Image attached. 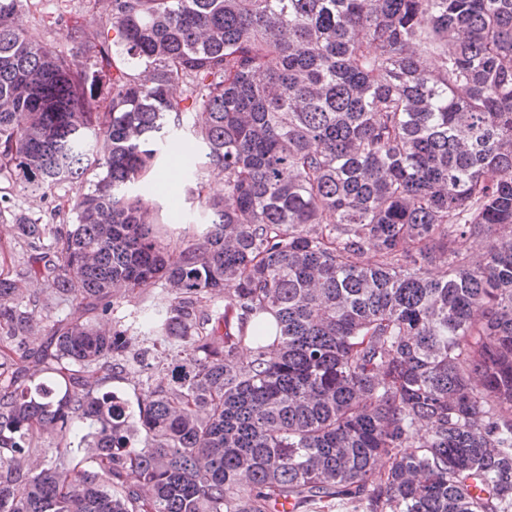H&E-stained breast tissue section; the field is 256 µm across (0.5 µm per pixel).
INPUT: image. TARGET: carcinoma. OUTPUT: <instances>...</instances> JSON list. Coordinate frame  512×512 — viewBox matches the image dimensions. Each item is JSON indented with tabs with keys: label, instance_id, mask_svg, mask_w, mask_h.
<instances>
[{
	"label": "carcinoma",
	"instance_id": "1",
	"mask_svg": "<svg viewBox=\"0 0 512 512\" xmlns=\"http://www.w3.org/2000/svg\"><path fill=\"white\" fill-rule=\"evenodd\" d=\"M26 2L0 179L75 218H19L40 288L0 277V512H512V0H110L61 44ZM185 114L224 189L171 251ZM44 294L73 311L26 349ZM132 371L136 415L100 391ZM160 288H162L160 283H149L127 293L120 300L118 315L122 316L125 311L132 309L137 303L156 301L157 298L162 297Z\"/></svg>",
	"mask_w": 512,
	"mask_h": 512
}]
</instances>
